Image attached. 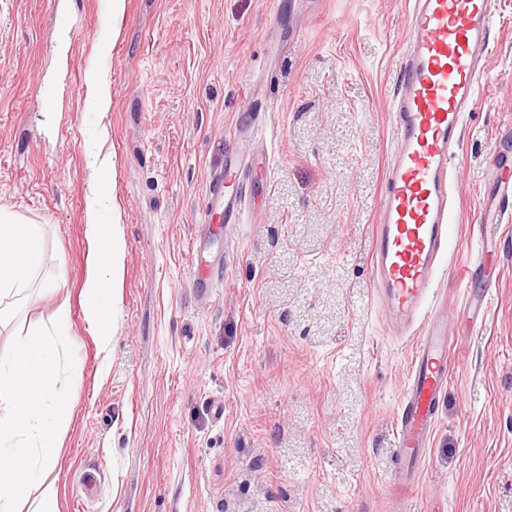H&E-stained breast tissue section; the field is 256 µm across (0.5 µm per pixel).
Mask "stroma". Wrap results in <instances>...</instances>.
Masks as SVG:
<instances>
[{
  "label": "stroma",
  "instance_id": "stroma-1",
  "mask_svg": "<svg viewBox=\"0 0 512 512\" xmlns=\"http://www.w3.org/2000/svg\"><path fill=\"white\" fill-rule=\"evenodd\" d=\"M55 2L0 0V208L41 226V274L65 261L67 286L24 294L0 354L67 306L74 412L48 475L60 512H512V204L492 244L480 229L512 172V0H494L451 149L436 288L450 376L403 499L395 417L417 338L381 317L369 236L410 0H126L109 43L104 0H74L66 54L49 39ZM91 69L112 89L104 115ZM96 145L115 164L101 220L119 218L126 243L106 358L81 304ZM239 150L255 159L244 222L206 235L210 183Z\"/></svg>",
  "mask_w": 512,
  "mask_h": 512
}]
</instances>
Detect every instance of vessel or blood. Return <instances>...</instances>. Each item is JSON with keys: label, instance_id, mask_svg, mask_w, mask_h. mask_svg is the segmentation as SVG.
<instances>
[{"label": "vessel or blood", "instance_id": "1", "mask_svg": "<svg viewBox=\"0 0 512 512\" xmlns=\"http://www.w3.org/2000/svg\"><path fill=\"white\" fill-rule=\"evenodd\" d=\"M493 0H412L409 52L395 100L394 150L387 166L382 209L371 229L372 273L378 298L392 316L419 324L408 387L396 414L398 463L421 461L429 445L438 403L448 381V338L441 321L424 317L440 257L448 246V178L452 144L463 112L477 92L478 66L489 49ZM250 166L230 160L223 179L225 223L240 221Z\"/></svg>", "mask_w": 512, "mask_h": 512}]
</instances>
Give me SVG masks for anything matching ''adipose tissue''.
Returning a JSON list of instances; mask_svg holds the SVG:
<instances>
[{
  "label": "adipose tissue",
  "instance_id": "1",
  "mask_svg": "<svg viewBox=\"0 0 512 512\" xmlns=\"http://www.w3.org/2000/svg\"><path fill=\"white\" fill-rule=\"evenodd\" d=\"M103 199L91 188L85 210L88 255L82 283L84 318L100 353L112 347V303L120 286L126 245L118 224L101 221ZM42 232L19 215L0 209V326L14 314L13 300L43 265Z\"/></svg>",
  "mask_w": 512,
  "mask_h": 512
}]
</instances>
